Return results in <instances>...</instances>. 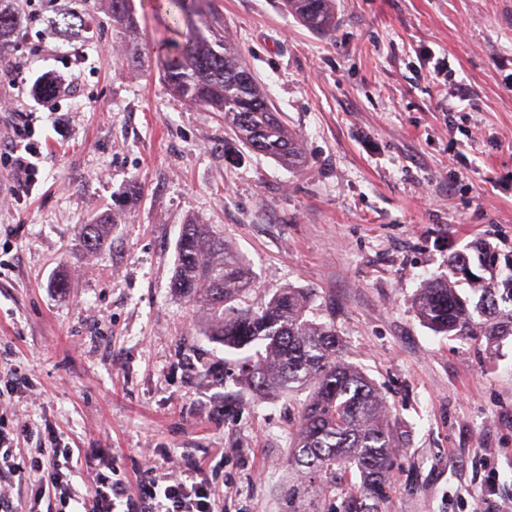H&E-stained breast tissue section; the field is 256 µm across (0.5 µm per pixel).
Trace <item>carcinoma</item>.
I'll return each instance as SVG.
<instances>
[{
	"label": "carcinoma",
	"instance_id": "cac0c4a2",
	"mask_svg": "<svg viewBox=\"0 0 512 512\" xmlns=\"http://www.w3.org/2000/svg\"><path fill=\"white\" fill-rule=\"evenodd\" d=\"M112 25L130 43L127 63H139L138 22L130 0H107ZM308 29H336V0H283ZM210 36L189 33L167 59L162 78L180 101L224 113L235 135L254 151L286 166L305 162L301 142L288 129L221 19L210 13ZM110 225L88 224L84 246L99 250ZM491 281L473 273L470 256L448 255V274L421 289L417 310L435 333L486 338L497 345L512 336V259L501 275L499 253L488 243L473 246ZM173 287L209 317L207 335L226 350L251 348L241 361V382L263 397L311 387L289 465L304 481L339 495L336 512H383L392 455L390 414L372 383L347 364L333 325L308 317L310 297L301 288L279 289L258 311L235 307L254 286L252 274L224 238L207 224H185L177 244ZM503 276L498 281L496 277Z\"/></svg>",
	"mask_w": 512,
	"mask_h": 512
}]
</instances>
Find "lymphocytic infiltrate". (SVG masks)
Wrapping results in <instances>:
<instances>
[{
    "label": "lymphocytic infiltrate",
    "mask_w": 512,
    "mask_h": 512,
    "mask_svg": "<svg viewBox=\"0 0 512 512\" xmlns=\"http://www.w3.org/2000/svg\"><path fill=\"white\" fill-rule=\"evenodd\" d=\"M31 115L21 114L14 136L5 147L15 179L22 188L36 184L40 146L33 141ZM76 457L71 448H49L31 457L17 454L9 432L0 429V476L23 479L26 471H39L38 480L25 489L23 505L11 498L0 497V512H42V503H50L52 512H222L211 492L210 479L204 467H187L182 478L161 477L149 466L139 476L140 494L130 496L124 479L104 474L98 476L87 499L72 493L69 477Z\"/></svg>",
    "instance_id": "1"
}]
</instances>
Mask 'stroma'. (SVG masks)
Instances as JSON below:
<instances>
[{"label": "stroma", "mask_w": 512, "mask_h": 512, "mask_svg": "<svg viewBox=\"0 0 512 512\" xmlns=\"http://www.w3.org/2000/svg\"><path fill=\"white\" fill-rule=\"evenodd\" d=\"M79 13L68 42L49 23ZM0 82L38 115V182L0 206V374L28 380L0 402L21 453L46 433L135 482L214 464L224 512H288L292 433L308 397L240 383L204 317L173 288L183 225L208 224L246 261L241 309L288 286L333 324L343 357L391 413L384 512H512V336H443L415 298L479 241L512 255V0H336L332 35L282 0H212L247 66L303 140L289 169L239 142L224 115L162 81L159 0H133L140 65L105 0H11ZM76 74L67 96L30 83ZM467 100L449 110V87ZM109 223L89 251L82 225Z\"/></svg>", "instance_id": "stroma-1"}]
</instances>
